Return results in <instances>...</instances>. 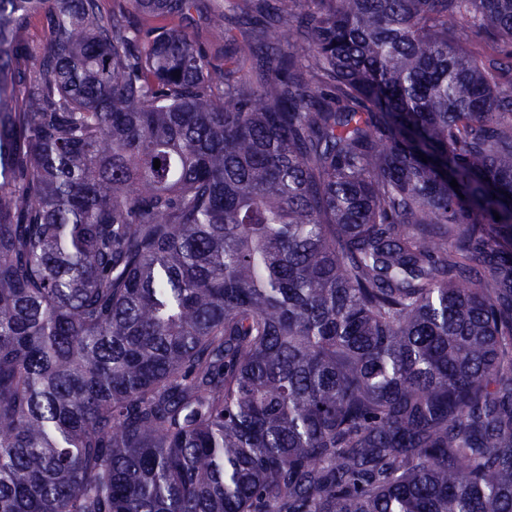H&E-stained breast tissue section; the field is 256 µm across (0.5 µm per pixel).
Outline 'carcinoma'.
<instances>
[{
    "mask_svg": "<svg viewBox=\"0 0 512 512\" xmlns=\"http://www.w3.org/2000/svg\"><path fill=\"white\" fill-rule=\"evenodd\" d=\"M114 2L0 0V512H512V0Z\"/></svg>",
    "mask_w": 512,
    "mask_h": 512,
    "instance_id": "obj_1",
    "label": "carcinoma"
}]
</instances>
